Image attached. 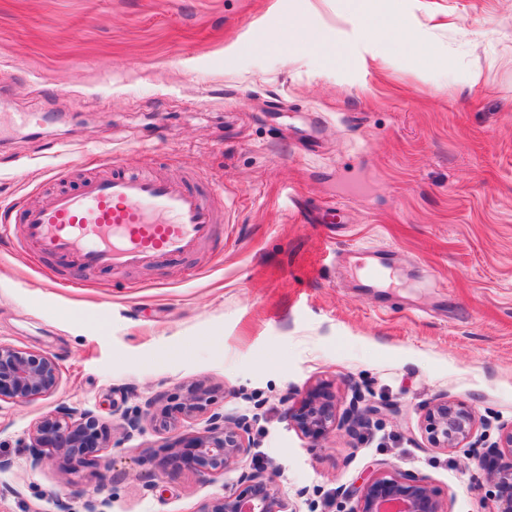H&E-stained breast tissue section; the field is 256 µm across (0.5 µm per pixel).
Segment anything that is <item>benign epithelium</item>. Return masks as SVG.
Instances as JSON below:
<instances>
[{
    "instance_id": "obj_1",
    "label": "benign epithelium",
    "mask_w": 512,
    "mask_h": 512,
    "mask_svg": "<svg viewBox=\"0 0 512 512\" xmlns=\"http://www.w3.org/2000/svg\"><path fill=\"white\" fill-rule=\"evenodd\" d=\"M56 362L45 355L23 351L0 342V401L26 404L46 396L57 387ZM362 396H356L339 411L329 388L319 385L288 408V421L306 438L319 442L340 429L357 435L369 425L359 410ZM208 405L207 392L196 387L181 403L179 415L160 407L159 399L149 398L136 414L121 405H112V414L121 421L125 436L142 433L144 425L156 430L177 431L195 420ZM478 421L465 402L448 397L433 401L424 414V430L434 448H462L474 437ZM249 419L241 414L214 412L202 430L190 436H177L170 444L173 457L190 465L201 477L215 481L224 472L236 469L249 455ZM108 447L105 426L91 412L61 406L44 416L33 428L28 445L27 467L42 469L56 458L82 463ZM493 455L491 478L496 488L497 512H512V425L501 428ZM246 489L224 491V496L199 512H297L290 498L271 475L261 472L242 474ZM77 502L59 501L57 512H109L111 500L100 487L91 494L79 493ZM347 512H448L443 499L426 475H406L393 466L372 470L348 496Z\"/></svg>"
}]
</instances>
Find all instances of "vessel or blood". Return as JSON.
<instances>
[{"label": "vessel or blood", "mask_w": 512, "mask_h": 512, "mask_svg": "<svg viewBox=\"0 0 512 512\" xmlns=\"http://www.w3.org/2000/svg\"><path fill=\"white\" fill-rule=\"evenodd\" d=\"M224 204L152 169L113 170L87 178L80 191L58 189L0 214V239L21 237L37 257H56L87 270L158 267L194 255L216 235Z\"/></svg>", "instance_id": "obj_1"}]
</instances>
